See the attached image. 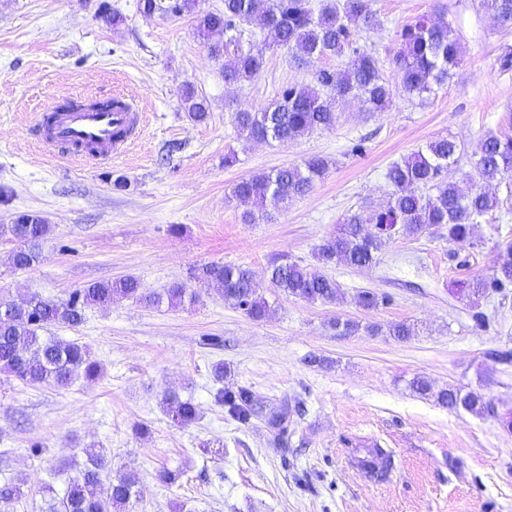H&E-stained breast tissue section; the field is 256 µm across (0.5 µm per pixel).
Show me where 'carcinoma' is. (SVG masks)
<instances>
[{"mask_svg": "<svg viewBox=\"0 0 512 512\" xmlns=\"http://www.w3.org/2000/svg\"><path fill=\"white\" fill-rule=\"evenodd\" d=\"M147 16L188 18L197 36L208 45L216 60L222 61L224 83L240 84L257 77L265 63L264 50L283 47L298 63L334 58L341 67L319 68L307 84L281 88L276 99L259 112H237L234 122L239 137L247 142H288L336 125L337 106L358 101L368 112H385L398 92L411 97L431 94L448 83L463 53L454 30L446 23L419 16L402 26L399 44L391 58L397 76L392 86L384 78L378 59L358 45L364 31L377 24L373 0H224L221 10L200 8L199 0H139ZM480 8L495 17L503 27L512 26V0H480ZM248 18L262 22L264 38L244 37ZM222 40H214L216 35ZM188 117L203 122L208 117V102L195 88L182 93ZM458 145L448 138L436 139L400 161L385 174L392 187L383 208L364 206L347 216L336 234L324 240L317 252L323 267L344 264L369 268L377 263L385 242L395 234L421 235L431 229L448 230V240L467 242L479 219L499 205L486 187L512 175V136L488 134L472 152V188L465 193L445 178L457 162ZM331 160L311 155L299 164L268 173L254 174L236 182L232 196L248 207L245 221H256V213L278 209L312 191L327 173ZM50 233L46 218L22 213L12 223L0 225V235L15 242L13 263L32 266L40 258L41 245ZM267 277L275 291L308 303L329 304L341 298L336 280L281 254L268 263ZM191 278L201 287L213 289L224 303L253 320L270 315L268 300L258 292L253 273L247 266L210 262L195 267ZM512 288V243L502 249L489 277H476L459 284V293L472 304L491 294H507ZM118 298H132L151 306L180 307L194 304L199 292L175 283L161 292H147L138 279H123L91 284L73 293L65 302L44 299L36 294L16 299H0V374L27 385L64 388L80 376H99L98 362L84 345L48 334L54 324L77 326L88 306L107 307ZM386 298L362 290L354 303L375 309ZM215 400L242 426L265 421L275 440L288 435V405L268 414L246 386L218 389ZM437 400L450 410L463 408L475 414L493 411L491 404L476 391L456 388L442 390ZM163 404L172 422L181 427L194 423L197 407L176 393L163 395ZM84 459L77 474L68 477V488L60 498L48 501V512H132L138 491V477L122 473L103 486L110 475V460L104 448L83 449Z\"/></svg>", "mask_w": 512, "mask_h": 512, "instance_id": "cac0c4a2", "label": "carcinoma"}]
</instances>
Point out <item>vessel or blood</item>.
Returning a JSON list of instances; mask_svg holds the SVG:
<instances>
[{"label": "vessel or blood", "instance_id": "1", "mask_svg": "<svg viewBox=\"0 0 512 512\" xmlns=\"http://www.w3.org/2000/svg\"><path fill=\"white\" fill-rule=\"evenodd\" d=\"M144 122L132 98L116 96L40 113L35 131L45 153L91 165L125 154Z\"/></svg>", "mask_w": 512, "mask_h": 512}]
</instances>
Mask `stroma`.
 I'll return each mask as SVG.
<instances>
[{
  "mask_svg": "<svg viewBox=\"0 0 512 512\" xmlns=\"http://www.w3.org/2000/svg\"><path fill=\"white\" fill-rule=\"evenodd\" d=\"M104 1L122 24L99 19ZM374 8L379 25L359 43L385 78L398 31L421 15L460 37L464 58L453 77L435 94L396 96L385 112L342 104L333 128L264 144L239 138L235 113L258 111L282 85L310 82L336 60L299 67L274 48L256 78L229 86L189 20L146 16L138 0H0V224L36 212L51 226L39 261L24 269L12 263L14 243L0 238V296L65 301L127 276L160 291L187 281L195 266L232 262L252 269L272 305L254 321L213 290L176 308L122 298L87 307L78 326H51V335L86 345L101 372L65 388L0 375V486L23 488L7 512H46L50 495L67 487L61 464L82 461L91 445L107 450L113 473L137 472L135 512H512V431L500 422L512 413V364L487 356L512 349V291L476 306L457 292L461 281L491 276L512 241V176L492 186L499 207L475 225L471 243L449 241L444 229L399 234L372 268L329 267L343 294L336 303L278 295L266 279L280 254L316 266L319 246L346 216L385 203L393 162L446 136L462 148L448 177L463 185L477 141L512 136V74L495 65L512 46V27L478 0H375ZM187 84L209 103L204 122L183 108ZM82 94L136 98L147 120L125 156L87 166L39 148L37 115ZM361 138L365 152L351 154ZM232 150L238 161L228 167ZM312 154L332 161L314 190L244 222L233 185ZM119 176L126 189L114 187ZM362 290L386 304L357 307L352 297ZM336 317L361 331L337 334L329 326ZM393 322L413 335L364 330ZM219 362L228 370L221 382L212 373ZM416 377L432 395L412 390ZM222 384L249 387L268 412L302 403L303 414L288 420L287 447L263 422L231 420L214 399ZM450 386L484 394L496 414L448 411L434 393ZM168 391L197 406L194 424L174 425L162 403ZM366 445L390 460L381 479L356 465ZM163 471L175 482L162 483Z\"/></svg>",
  "mask_w": 512,
  "mask_h": 512,
  "instance_id": "obj_1",
  "label": "stroma"
}]
</instances>
